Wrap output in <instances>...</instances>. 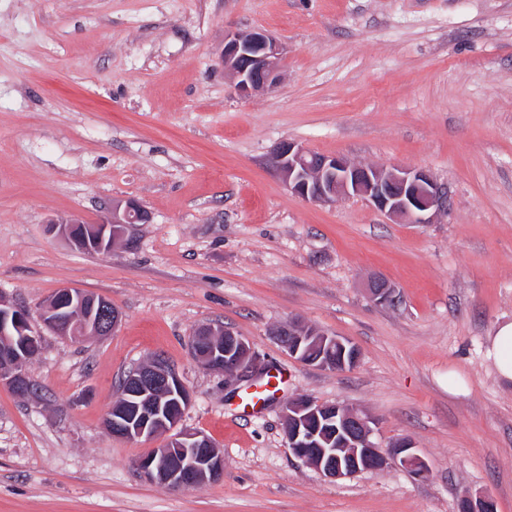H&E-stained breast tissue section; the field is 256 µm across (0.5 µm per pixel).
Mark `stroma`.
Instances as JSON below:
<instances>
[{"label":"stroma","mask_w":512,"mask_h":512,"mask_svg":"<svg viewBox=\"0 0 512 512\" xmlns=\"http://www.w3.org/2000/svg\"><path fill=\"white\" fill-rule=\"evenodd\" d=\"M249 29L287 54L243 97L222 53ZM283 141L426 170L451 210L398 224L305 200L268 163ZM130 200L150 221L111 251L48 230ZM374 276L396 303L371 299ZM64 286L109 300L116 330L45 329ZM0 293L41 335L34 392L0 386V512H455L483 492L512 512V385L490 355L512 321V0H0ZM294 319L354 343L356 367L289 356L275 331ZM203 325L269 366L264 403L195 361ZM155 356L191 390L181 428L223 453L218 481L149 482L136 462L161 438L106 428ZM301 396L368 415L380 446L412 439L426 474L325 478L286 445Z\"/></svg>","instance_id":"1"}]
</instances>
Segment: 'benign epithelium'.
Listing matches in <instances>:
<instances>
[{
	"mask_svg": "<svg viewBox=\"0 0 512 512\" xmlns=\"http://www.w3.org/2000/svg\"><path fill=\"white\" fill-rule=\"evenodd\" d=\"M283 46L261 29L233 31L224 36V69L235 81L239 95L249 97L272 88L279 77ZM271 165L288 189L305 199L334 203L354 195L364 198L387 217L403 224H429L434 215L447 210L448 194L425 170L356 165L342 157L315 155L290 141L279 143L272 152ZM147 212L137 203L112 206V220L94 224L90 233L76 232L77 218L54 221L49 231L65 237L75 248L87 253L106 252L129 224L147 222ZM379 304H393L394 286L382 278L369 284ZM42 324L59 336H108L118 326L119 313L112 303L81 288L58 289L40 314ZM0 336H19L34 343L30 315L0 294ZM275 336L299 361L328 370L343 371L357 364L359 350L339 337L329 336L290 320ZM193 357L224 379L250 382L257 368L249 342L230 329L206 326L190 339ZM31 359L17 351L0 349V385L19 395L31 387L28 366ZM267 373V369L260 370ZM125 394L134 398L112 409L106 425L113 435L130 442L150 439L165 432L167 441L142 456L138 468L145 479L170 488L193 487L224 476V454L204 435L178 429L191 394L179 373L156 358L127 375ZM171 398L162 408L159 397ZM286 444L298 459L331 480L388 467L408 470L418 476L427 466L408 438L392 441L383 450L372 440L370 419L355 409L338 404L298 398L282 408ZM457 512H496L488 495L458 500Z\"/></svg>",
	"mask_w": 512,
	"mask_h": 512,
	"instance_id": "7a95c632",
	"label": "benign epithelium"
}]
</instances>
